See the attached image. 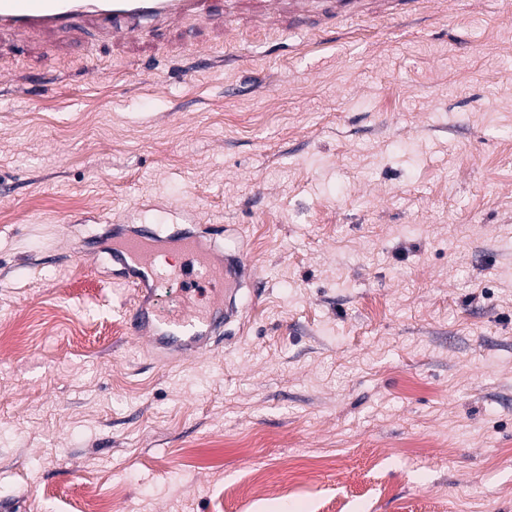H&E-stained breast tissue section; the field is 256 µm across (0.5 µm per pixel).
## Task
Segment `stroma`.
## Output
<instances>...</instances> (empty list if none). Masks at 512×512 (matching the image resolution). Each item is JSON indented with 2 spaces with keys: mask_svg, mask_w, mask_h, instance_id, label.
<instances>
[{
  "mask_svg": "<svg viewBox=\"0 0 512 512\" xmlns=\"http://www.w3.org/2000/svg\"><path fill=\"white\" fill-rule=\"evenodd\" d=\"M141 224L256 268L212 350L128 334ZM1 316L20 512H248L253 470L293 487L272 512H512V0L0 42Z\"/></svg>",
  "mask_w": 512,
  "mask_h": 512,
  "instance_id": "obj_1",
  "label": "stroma"
}]
</instances>
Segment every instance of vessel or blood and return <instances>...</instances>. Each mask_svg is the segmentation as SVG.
Masks as SVG:
<instances>
[{"mask_svg":"<svg viewBox=\"0 0 512 512\" xmlns=\"http://www.w3.org/2000/svg\"><path fill=\"white\" fill-rule=\"evenodd\" d=\"M262 29L277 22L298 25L306 18L310 7H320L327 13H362L372 4L382 12H394L405 0H245ZM192 18L221 30L238 25L235 14L226 8L225 0H0V39L7 38L24 44L32 37L44 39L46 45L69 38L93 27L112 37H136L138 25L148 21L156 25H172ZM177 247L183 261L177 266H164L156 261L153 231L140 225L136 232L117 240L113 259L125 271L134 273L138 288L156 286L173 280L181 288V301L170 307L149 306L138 302L125 310V320L131 335L144 334L154 327L150 344L168 354L187 356L206 350L217 335L218 324L213 307H223L225 317H232L234 307L224 306L225 283L244 277L256 278L257 273L243 255L225 252L223 266H215L203 251L194 234L180 235ZM208 305H200L201 297Z\"/></svg>","mask_w":512,"mask_h":512,"instance_id":"vessel-or-blood-1","label":"vessel or blood"}]
</instances>
